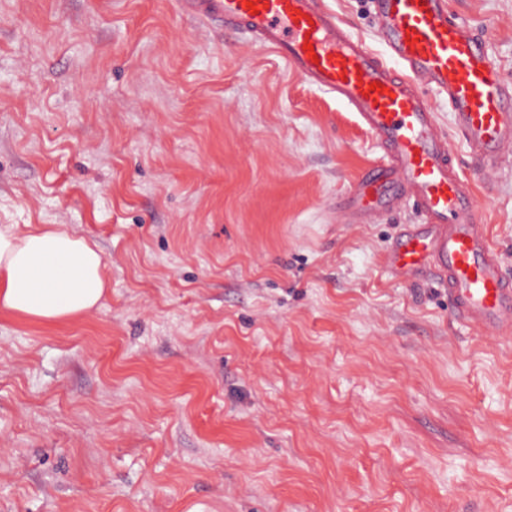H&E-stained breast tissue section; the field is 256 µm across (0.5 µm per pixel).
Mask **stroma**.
Wrapping results in <instances>:
<instances>
[{
  "mask_svg": "<svg viewBox=\"0 0 512 512\" xmlns=\"http://www.w3.org/2000/svg\"><path fill=\"white\" fill-rule=\"evenodd\" d=\"M377 54L370 0H326ZM512 81V0H449ZM476 218L512 273V155ZM355 112L177 0H0V225L94 244L89 313L0 312V512H512V342L346 211Z\"/></svg>",
  "mask_w": 512,
  "mask_h": 512,
  "instance_id": "1",
  "label": "stroma"
}]
</instances>
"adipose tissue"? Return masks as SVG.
<instances>
[{
    "label": "adipose tissue",
    "mask_w": 512,
    "mask_h": 512,
    "mask_svg": "<svg viewBox=\"0 0 512 512\" xmlns=\"http://www.w3.org/2000/svg\"><path fill=\"white\" fill-rule=\"evenodd\" d=\"M107 288L106 264L86 239L59 226L16 235L0 225V309L34 320H71Z\"/></svg>",
    "instance_id": "ef3b65f1"
}]
</instances>
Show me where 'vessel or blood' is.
<instances>
[{"instance_id": "obj_1", "label": "vessel or blood", "mask_w": 512, "mask_h": 512, "mask_svg": "<svg viewBox=\"0 0 512 512\" xmlns=\"http://www.w3.org/2000/svg\"><path fill=\"white\" fill-rule=\"evenodd\" d=\"M179 3L274 52L309 86L357 112L385 161L360 180L355 211L373 218L408 203L420 217L399 233L389 269L403 279L433 271L457 321L512 336V274L477 223L448 139L418 90L423 84L446 97L472 158L492 173L512 150V82L499 74L482 35L452 17L448 0H372L384 59L323 0Z\"/></svg>"}]
</instances>
